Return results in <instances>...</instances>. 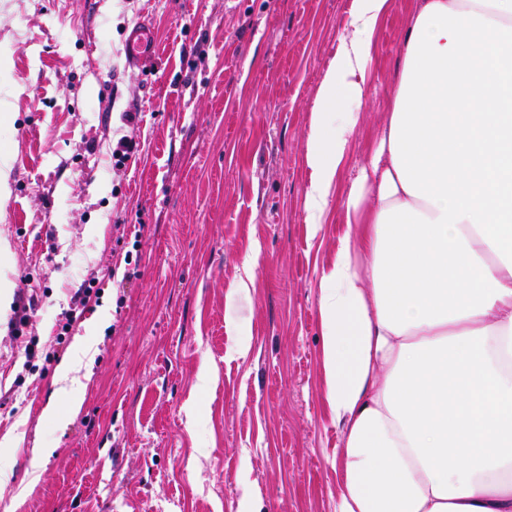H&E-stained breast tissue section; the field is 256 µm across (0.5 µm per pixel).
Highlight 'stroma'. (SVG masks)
<instances>
[{
  "label": "stroma",
  "instance_id": "obj_1",
  "mask_svg": "<svg viewBox=\"0 0 512 512\" xmlns=\"http://www.w3.org/2000/svg\"><path fill=\"white\" fill-rule=\"evenodd\" d=\"M414 6L394 0L376 27L340 191L385 122ZM348 8L0 0V287L40 289L30 331L43 342L88 278L101 290L45 371L0 315V512H238L244 476L261 512H334L341 436L323 402L319 297L346 214L306 224L304 146ZM142 20L158 59L131 70L125 39ZM128 134L142 151L115 163ZM132 249L137 276L113 274V252ZM251 254L249 296L228 298ZM70 386L82 406L55 424L43 409ZM37 448L50 454L35 470Z\"/></svg>",
  "mask_w": 512,
  "mask_h": 512
}]
</instances>
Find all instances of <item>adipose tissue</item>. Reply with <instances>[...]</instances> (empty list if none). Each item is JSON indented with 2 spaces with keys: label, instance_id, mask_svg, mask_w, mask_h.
Listing matches in <instances>:
<instances>
[{
  "label": "adipose tissue",
  "instance_id": "obj_1",
  "mask_svg": "<svg viewBox=\"0 0 512 512\" xmlns=\"http://www.w3.org/2000/svg\"><path fill=\"white\" fill-rule=\"evenodd\" d=\"M305 141L320 228L393 0H349ZM321 274L335 512H512V0H416Z\"/></svg>",
  "mask_w": 512,
  "mask_h": 512
}]
</instances>
